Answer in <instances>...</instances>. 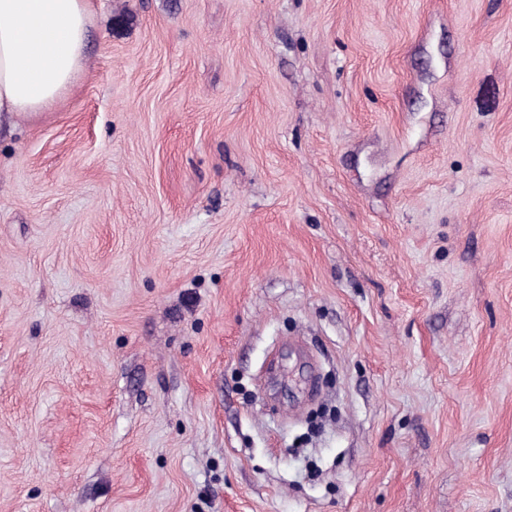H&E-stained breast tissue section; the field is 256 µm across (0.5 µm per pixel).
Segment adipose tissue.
I'll return each mask as SVG.
<instances>
[{"instance_id": "ef3b65f1", "label": "adipose tissue", "mask_w": 512, "mask_h": 512, "mask_svg": "<svg viewBox=\"0 0 512 512\" xmlns=\"http://www.w3.org/2000/svg\"><path fill=\"white\" fill-rule=\"evenodd\" d=\"M89 0H0V113L54 106L85 68Z\"/></svg>"}]
</instances>
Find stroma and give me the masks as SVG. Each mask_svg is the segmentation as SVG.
Wrapping results in <instances>:
<instances>
[{
  "mask_svg": "<svg viewBox=\"0 0 512 512\" xmlns=\"http://www.w3.org/2000/svg\"><path fill=\"white\" fill-rule=\"evenodd\" d=\"M0 116V512H512V0H90Z\"/></svg>",
  "mask_w": 512,
  "mask_h": 512,
  "instance_id": "stroma-1",
  "label": "stroma"
}]
</instances>
